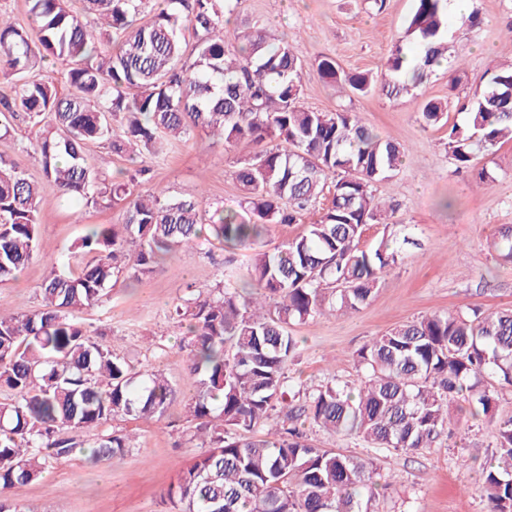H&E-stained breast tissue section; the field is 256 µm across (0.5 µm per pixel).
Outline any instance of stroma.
<instances>
[{
	"instance_id": "stroma-1",
	"label": "stroma",
	"mask_w": 512,
	"mask_h": 512,
	"mask_svg": "<svg viewBox=\"0 0 512 512\" xmlns=\"http://www.w3.org/2000/svg\"><path fill=\"white\" fill-rule=\"evenodd\" d=\"M414 6V0L380 5L375 0H238L230 17L238 28L259 23L304 60L306 108L357 113L375 133L405 149L399 174L376 186L396 221L368 225L361 239L367 249L387 236L402 240V259L360 309H339L291 326L297 346L288 381L305 392L331 381L357 384L355 352L394 325L434 311L512 308V261L503 260L495 247L498 229L512 226V142L478 154L474 168L462 171L447 147L449 127L467 122L461 103L486 81L490 68L512 63V0H459L449 8L448 54L465 60L456 86H449L442 67L408 94L391 99L326 83L317 70L319 60L330 57L345 71L384 76ZM462 13L478 14L481 25L460 28ZM431 100L447 103L446 123L423 121L421 107ZM29 135V120H14L11 134L0 137V155L38 180L40 161L24 150ZM253 153L249 143L228 149L197 131L164 154L144 157L149 173L135 190L160 188L173 199L193 198L209 214L235 210L243 198L235 172ZM481 168L489 174L484 183L477 177ZM445 195L455 198L454 208L439 207ZM124 220V204L106 201L93 208L47 193L39 210L41 248L17 278L0 283V314L38 309L40 285L51 271L77 272L76 245L88 228ZM250 257L246 249L210 245L183 250L139 281L120 276L102 303L79 313L90 333L103 334L134 368L161 372L177 395L162 420L112 421L111 430L132 438L124 455L95 465L78 452L52 463L40 480L14 488L11 497L19 512H165L163 494L200 453L186 409L194 389L186 371L187 335L173 310L197 291L244 276ZM495 398V409L475 418L461 417L458 404H451L449 416L459 420L461 432L414 453L377 449L360 437L309 423L303 431L315 447L372 462L378 472V512H488L481 472L494 450L496 426L512 416V385H496Z\"/></svg>"
}]
</instances>
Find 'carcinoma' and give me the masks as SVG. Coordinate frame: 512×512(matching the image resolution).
<instances>
[{"mask_svg":"<svg viewBox=\"0 0 512 512\" xmlns=\"http://www.w3.org/2000/svg\"><path fill=\"white\" fill-rule=\"evenodd\" d=\"M29 0L31 25L0 12V132L24 113L25 149L38 155L42 182L0 156V282L22 271L39 249L38 214L46 189L88 203L123 201L122 224L95 227L77 246L91 259L76 274L53 271L40 287L41 308L0 316V512H19L11 490L42 477L49 464L76 452L73 433L97 431L91 455L108 463L130 447L106 430L113 419H161L175 390L158 373L135 372L76 314L103 301L115 274L137 281L159 259L200 241L254 250L246 279L200 290L175 307L188 323L186 369L195 391L188 411L207 449L164 499L170 512H375L372 463L316 448L286 416L335 434L360 435L376 448L413 453L433 447L448 427V402L461 398L490 412L489 381L512 385V309L443 312L397 324L356 352L367 374L358 388L327 384L293 405L285 369L295 322L325 304L357 310L398 262L401 248L360 240L385 212L374 186L393 178L404 151L344 109L318 112L301 102L304 61L286 41L262 30L226 29L238 0ZM448 0H415L405 37L378 84L325 57L322 79L366 95L406 92L448 60ZM191 27L193 61L184 60L182 23ZM64 66L68 90L38 74L47 61ZM466 127L448 132L459 169L476 152L512 141V65L490 72L462 105ZM447 106L422 107L429 125ZM120 115L119 129L112 118ZM202 130L229 147L263 148L235 172L241 210L205 217L191 199L136 194L125 183L99 181L88 144L135 163L163 143ZM332 188L320 220L269 253L257 249L270 224L297 216ZM489 512H512V417L495 432V456L483 470Z\"/></svg>","mask_w":512,"mask_h":512,"instance_id":"cac0c4a2","label":"carcinoma"}]
</instances>
